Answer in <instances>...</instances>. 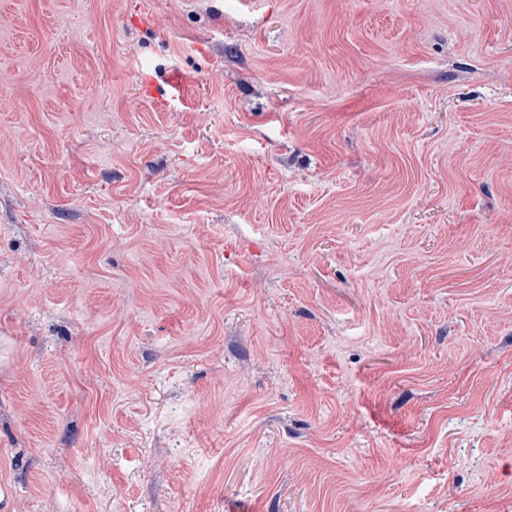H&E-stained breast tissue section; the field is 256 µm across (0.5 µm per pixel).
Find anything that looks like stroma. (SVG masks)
I'll return each instance as SVG.
<instances>
[{
    "mask_svg": "<svg viewBox=\"0 0 512 512\" xmlns=\"http://www.w3.org/2000/svg\"><path fill=\"white\" fill-rule=\"evenodd\" d=\"M0 512H512V0H0Z\"/></svg>",
    "mask_w": 512,
    "mask_h": 512,
    "instance_id": "obj_1",
    "label": "stroma"
}]
</instances>
